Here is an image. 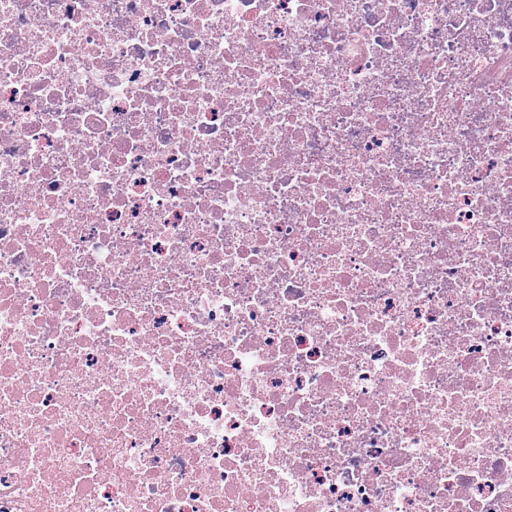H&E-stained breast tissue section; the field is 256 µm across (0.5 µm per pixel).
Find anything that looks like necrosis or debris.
<instances>
[{"label": "necrosis or debris", "mask_w": 512, "mask_h": 512, "mask_svg": "<svg viewBox=\"0 0 512 512\" xmlns=\"http://www.w3.org/2000/svg\"><path fill=\"white\" fill-rule=\"evenodd\" d=\"M0 512H512V0H0Z\"/></svg>", "instance_id": "4bbe7bcc"}]
</instances>
